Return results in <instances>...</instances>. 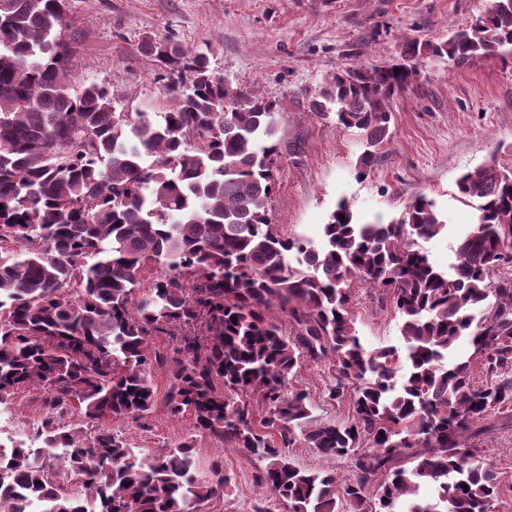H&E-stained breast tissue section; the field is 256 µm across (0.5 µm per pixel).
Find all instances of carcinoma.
<instances>
[{"instance_id":"carcinoma-1","label":"carcinoma","mask_w":512,"mask_h":512,"mask_svg":"<svg viewBox=\"0 0 512 512\" xmlns=\"http://www.w3.org/2000/svg\"><path fill=\"white\" fill-rule=\"evenodd\" d=\"M79 42L67 0H0V406L37 384L91 422L143 419L163 368L170 415L263 462L259 486L290 512H487L498 475L470 440L512 418V276L498 275L512 265V165L458 177L477 216L446 269L418 246L448 227L425 195L389 223L359 224L341 202L314 244L272 222L275 99L150 40L166 109L122 112L73 79ZM505 46L512 0H491L448 39L409 42L405 63L338 68L312 114L366 136L362 177L421 60L461 66ZM355 277L386 294L403 347L363 345ZM157 333L172 356L153 350ZM462 338L472 352L448 358ZM304 362L333 372L328 398L348 400L346 420L289 388ZM38 438L0 440V512H191L228 484L191 438L153 459L103 429L84 442L47 421ZM299 444L349 460L348 476L300 467L288 456Z\"/></svg>"}]
</instances>
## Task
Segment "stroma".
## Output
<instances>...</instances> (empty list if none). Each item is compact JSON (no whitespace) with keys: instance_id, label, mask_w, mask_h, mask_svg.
<instances>
[{"instance_id":"obj_1","label":"stroma","mask_w":512,"mask_h":512,"mask_svg":"<svg viewBox=\"0 0 512 512\" xmlns=\"http://www.w3.org/2000/svg\"><path fill=\"white\" fill-rule=\"evenodd\" d=\"M490 0H67L81 42L73 60L76 81L99 84L121 97L126 110L165 108L161 71L139 50L150 39H169L206 53L214 75L244 89H256L279 104L281 157L271 216L279 229L320 239L339 202L354 219L390 222L415 197L435 200L448 218L447 232L424 242L441 267L453 259L454 245L474 227L473 203L457 196L456 180L490 160L512 165V47L494 58L477 57L456 66L424 62L419 79L399 92L392 105L393 136L366 177L355 166L364 149L359 130L309 111L315 92L337 67L397 64L410 41L437 40L474 22ZM354 312L364 344H398L401 319L380 304L377 289L354 281ZM332 373L303 364L294 387L308 393L321 417L343 420L349 408L325 399ZM158 394L143 420L110 418L105 428L152 458L177 439L193 437L202 464L223 461L229 484L206 512H289L286 502L260 496L258 462L217 438L192 434L190 422L168 413L163 398L169 379L155 371ZM50 393L30 388L0 408L5 436L33 441L47 420L84 437L96 432L78 409L58 412ZM499 478L494 512H512V420L498 421L478 443Z\"/></svg>"}]
</instances>
